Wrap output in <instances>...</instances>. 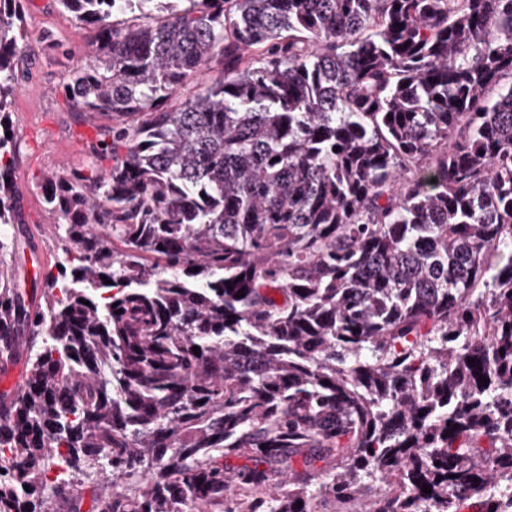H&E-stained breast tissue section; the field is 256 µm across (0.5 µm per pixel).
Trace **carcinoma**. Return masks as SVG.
I'll list each match as a JSON object with an SVG mask.
<instances>
[{"instance_id":"carcinoma-1","label":"carcinoma","mask_w":512,"mask_h":512,"mask_svg":"<svg viewBox=\"0 0 512 512\" xmlns=\"http://www.w3.org/2000/svg\"><path fill=\"white\" fill-rule=\"evenodd\" d=\"M58 2L96 32L64 90L112 118V166L43 177L57 272L26 291L0 0V373L26 364L0 512L101 449L100 512H321L376 482V512H512V0Z\"/></svg>"}]
</instances>
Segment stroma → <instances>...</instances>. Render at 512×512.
I'll return each mask as SVG.
<instances>
[{
  "label": "stroma",
  "instance_id": "1",
  "mask_svg": "<svg viewBox=\"0 0 512 512\" xmlns=\"http://www.w3.org/2000/svg\"><path fill=\"white\" fill-rule=\"evenodd\" d=\"M29 50L25 78L15 96L9 120L20 138L15 181L22 193L23 220L28 229L21 236L17 261L25 275H32L29 258L40 253L43 268L57 259L53 226L44 215L40 182L50 172L83 169L91 159L89 147L111 120L74 111L63 84L73 61L65 49L89 50L93 30L79 26L57 0H24ZM51 40H43V32ZM105 460L87 462L74 473H60L56 485L45 494V512H93L100 495Z\"/></svg>",
  "mask_w": 512,
  "mask_h": 512
}]
</instances>
